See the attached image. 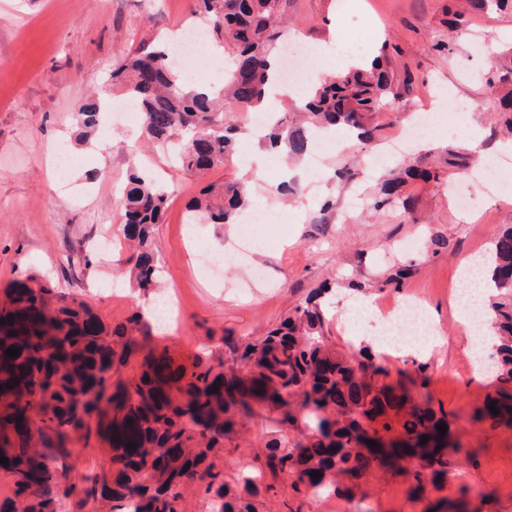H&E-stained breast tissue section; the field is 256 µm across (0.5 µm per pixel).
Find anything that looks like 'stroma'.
<instances>
[{"label": "stroma", "mask_w": 512, "mask_h": 512, "mask_svg": "<svg viewBox=\"0 0 512 512\" xmlns=\"http://www.w3.org/2000/svg\"><path fill=\"white\" fill-rule=\"evenodd\" d=\"M282 17L291 30L311 43L330 39L359 42L378 51L382 43L398 49L397 68L417 75L411 91L379 112L384 141L398 125L433 97L439 110L427 135L429 147L454 144L495 151L492 135L493 96L478 75L499 50L512 44V13L491 12L472 17L454 44L452 54L434 51L448 38V0H282ZM192 0H0V292L21 284H43L89 302L110 327L128 324L151 296L134 288L125 270L130 252L121 223L120 189L132 160L153 171L166 188L168 201L161 224L154 229V247L163 270L161 291L174 298L180 321L167 333L150 332L148 341L177 359L214 350L219 336L249 341L266 334L325 280L337 287L322 295L330 313L327 334L337 348L374 344L372 334L349 331L340 317L343 299L363 303L390 298L391 290L370 284L397 264L420 258L406 281L404 294L422 296L437 327L440 344L401 356H390L391 372L422 367L435 405L455 413L468 453L448 469V498L461 486L489 492L488 501H473V512H512V434L474 426L470 417L482 406L490 378L467 365L470 336L462 325L463 311L455 300L462 281L460 265L468 256L487 251L504 225L512 224V184L490 194L467 175H452L440 185L416 182L411 194L423 210L412 224L397 213L375 215L349 207L351 194L369 195L378 188L381 172L371 164L372 148L338 135L337 150L320 155L316 172L306 164L289 165L277 153L263 151L258 177L250 192L252 205L265 204L277 213L273 224L257 225L266 245L251 261L263 278L240 290L245 270L229 269L218 283L202 281L194 270L187 238L186 206L210 183L239 180L238 160L204 175L184 171L147 142L131 157L127 132L139 125L112 127V143L81 144L72 113L94 88L109 90L113 63L141 42L171 33L188 22ZM65 137L76 159L69 172L75 184L88 187L75 198L58 191L51 149ZM299 178L298 196L283 199L277 192L288 174ZM472 192L473 208L458 210L456 192ZM334 196L329 213L319 210L325 196ZM448 240L447 248L429 252L433 235ZM112 249L102 254L103 236ZM244 438L224 449L228 474L257 465L269 431L262 418L250 419ZM279 493L260 498L258 512H336L330 500L293 492L291 481H278ZM369 495L353 502L354 512H421L409 500L403 474L384 470L368 484Z\"/></svg>", "instance_id": "1"}]
</instances>
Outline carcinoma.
<instances>
[{
    "mask_svg": "<svg viewBox=\"0 0 512 512\" xmlns=\"http://www.w3.org/2000/svg\"><path fill=\"white\" fill-rule=\"evenodd\" d=\"M194 2L196 18L238 55L223 88H186L168 53L150 44L115 62L111 73L112 86L140 107L142 135L191 172L232 158L242 130L224 124L226 100L242 112L260 109L279 68L274 53L288 38L281 0ZM493 9L512 11V0H467L465 10H448V43L432 49L452 51L453 39L469 22L466 15ZM415 81L409 68L393 67L383 44L370 68H350L314 83L301 104L303 120L277 119L264 143L299 159L310 152L317 129L345 127L362 143L374 142L380 132L374 114ZM483 81L498 95L500 129L512 134V46L499 52ZM105 111L104 91L75 113L79 135L99 131ZM443 153L442 167L429 168L420 158L404 175L383 182L367 209L397 210L418 222L416 199L404 193V184L443 181L448 169L469 168L475 155L453 145ZM166 200L150 174L131 169L120 207L125 237L135 248L129 278L145 294L160 277L153 231ZM249 202L241 182L207 185L188 203L187 222L235 224ZM415 271L412 263L402 265L370 287L398 292ZM482 271L497 290L488 302L495 379L474 418L512 429V225L494 239ZM139 322L136 315L130 327L110 329L86 301L43 285L11 288L0 298V455L9 460L14 486L13 496L0 501V512H60L72 498L86 512H98L105 500L112 501V512H183L189 483L204 495L205 512H256L257 498L278 493L279 474L291 479L297 493L353 499L364 495L368 472L400 469L409 460V496L424 504L423 512H468L471 498H485L468 486L455 502L431 497L447 487L448 467L463 450L455 430L448 427L443 436L437 431L438 424H449L448 413L434 407L423 379L392 378L369 346L336 348L326 335L327 314L314 297L266 335L246 343L224 337V348L205 358L176 361L138 341L132 333ZM11 347L19 349L18 357L6 355ZM491 402L499 414L491 413ZM264 412L274 414L270 422L278 425L264 443L271 480L256 471L230 483L218 449L241 434L244 420ZM100 439L112 451V468L75 481L68 464L75 448ZM162 448L185 452L158 469L153 458Z\"/></svg>",
    "mask_w": 512,
    "mask_h": 512,
    "instance_id": "carcinoma-1",
    "label": "carcinoma"
}]
</instances>
